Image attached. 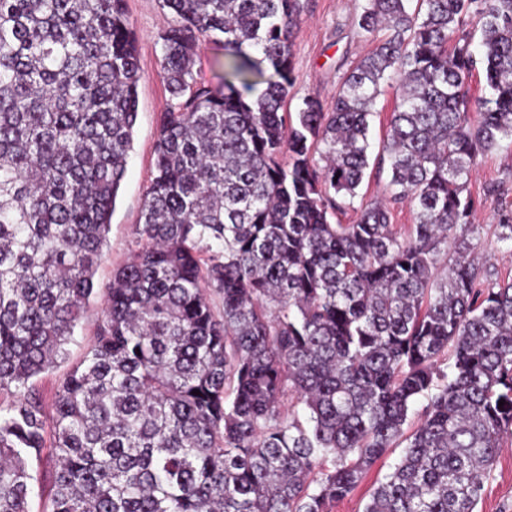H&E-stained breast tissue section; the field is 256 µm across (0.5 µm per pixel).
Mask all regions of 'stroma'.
I'll use <instances>...</instances> for the list:
<instances>
[{
	"instance_id": "1",
	"label": "stroma",
	"mask_w": 512,
	"mask_h": 512,
	"mask_svg": "<svg viewBox=\"0 0 512 512\" xmlns=\"http://www.w3.org/2000/svg\"><path fill=\"white\" fill-rule=\"evenodd\" d=\"M304 10L293 41L296 80L288 90L284 109L297 112L305 97H319L331 106L345 75L355 62L372 48L379 34L361 30L356 17L364 0H302ZM126 15L138 37L141 79L138 83V117L133 134V149L112 214L108 244L95 274V293L86 303L67 346L65 362L38 376L30 389L41 399L46 416H53L58 390L94 343L102 320L107 288L117 269L135 249V226L139 224L144 194L154 173L155 141L161 115L174 109L178 101L168 91L160 75L162 37L175 24L174 14L162 0H125ZM193 83L216 88L222 86L224 49L212 37L200 39L195 48ZM400 96V79L391 77L374 106L370 118L371 153H378L387 124ZM492 180L512 181V149L502 147L479 158L469 189L481 196ZM402 448L390 449L368 472L347 498L336 502L332 512H363L370 494L390 473L402 455ZM477 512H512V441H505L485 485Z\"/></svg>"
}]
</instances>
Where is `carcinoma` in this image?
Instances as JSON below:
<instances>
[{
	"label": "carcinoma",
	"instance_id": "carcinoma-1",
	"mask_svg": "<svg viewBox=\"0 0 512 512\" xmlns=\"http://www.w3.org/2000/svg\"><path fill=\"white\" fill-rule=\"evenodd\" d=\"M163 6L176 18L161 59L170 93L190 87L201 37L222 36L224 83L161 116L137 249L61 386L52 438L32 391L0 415V512H31V459L46 447L55 491L42 512H331L401 444L363 512H475L512 436V278L471 259L477 207L512 185L468 190L478 158L512 146V0H366L358 27L385 37L332 111L309 96L294 118L281 105L301 0ZM479 69L487 97L473 114ZM389 72L402 92L371 163L368 118ZM139 80L124 0H0V391L67 356ZM371 166L391 201H409L407 231L381 202L330 222ZM493 236L489 247L512 243V206Z\"/></svg>",
	"mask_w": 512,
	"mask_h": 512
}]
</instances>
